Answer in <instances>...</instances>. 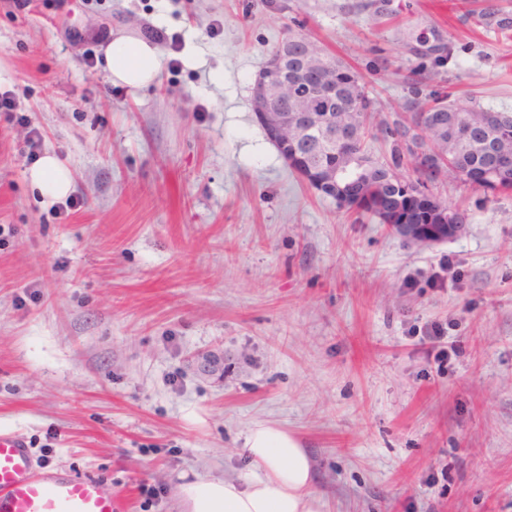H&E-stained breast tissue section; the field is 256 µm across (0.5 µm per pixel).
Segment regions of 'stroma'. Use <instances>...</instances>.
I'll return each instance as SVG.
<instances>
[{
  "mask_svg": "<svg viewBox=\"0 0 512 512\" xmlns=\"http://www.w3.org/2000/svg\"><path fill=\"white\" fill-rule=\"evenodd\" d=\"M493 2L478 26L464 0H0V430L125 512L244 483L257 423L309 449L326 512H512V193L443 179L430 194L466 220L412 242L311 188L251 106L301 33L361 73L375 125L420 64L426 92L512 111V0ZM429 29L449 60L410 52ZM118 38L156 48L152 84H113ZM48 154L70 199L31 182ZM446 259L462 278L434 287Z\"/></svg>",
  "mask_w": 512,
  "mask_h": 512,
  "instance_id": "1",
  "label": "stroma"
}]
</instances>
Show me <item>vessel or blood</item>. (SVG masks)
<instances>
[{"label":"vessel or blood","instance_id":"obj_1","mask_svg":"<svg viewBox=\"0 0 512 512\" xmlns=\"http://www.w3.org/2000/svg\"><path fill=\"white\" fill-rule=\"evenodd\" d=\"M111 489L94 477L40 467L27 441L0 431V512H121Z\"/></svg>","mask_w":512,"mask_h":512}]
</instances>
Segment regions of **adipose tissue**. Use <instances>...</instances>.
Instances as JSON below:
<instances>
[{"label":"adipose tissue","instance_id":"1","mask_svg":"<svg viewBox=\"0 0 512 512\" xmlns=\"http://www.w3.org/2000/svg\"><path fill=\"white\" fill-rule=\"evenodd\" d=\"M105 56L113 82L140 88L157 78L159 59L148 43L120 38ZM245 448L259 474L243 485L226 479L183 484L188 512H323L310 454L297 438L279 427L258 424L248 431Z\"/></svg>","mask_w":512,"mask_h":512}]
</instances>
